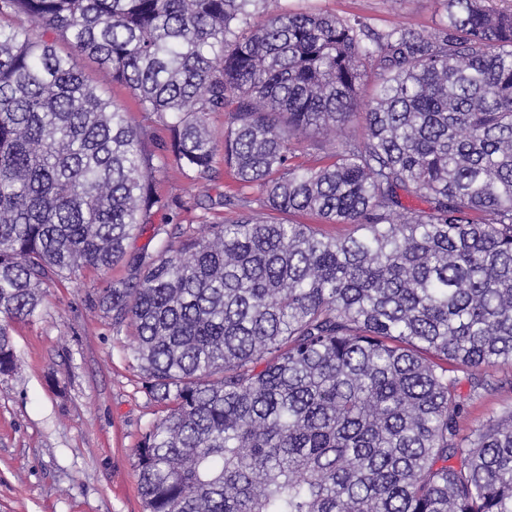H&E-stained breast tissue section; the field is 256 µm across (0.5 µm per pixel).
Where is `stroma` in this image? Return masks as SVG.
I'll use <instances>...</instances> for the list:
<instances>
[{
    "mask_svg": "<svg viewBox=\"0 0 512 512\" xmlns=\"http://www.w3.org/2000/svg\"><path fill=\"white\" fill-rule=\"evenodd\" d=\"M288 5L357 16L377 30L408 24L430 32L442 18L439 0H288ZM73 60L105 96L130 109L133 123L144 131L146 150L160 153L165 134L136 111L129 90L103 82L87 56ZM215 168L204 189L173 164L159 177V191L183 204L178 223L198 236L207 234L211 223L257 207L253 190L236 189L223 162ZM226 193L235 196V206L218 205ZM127 274L122 265L105 273L85 269L51 283L39 313L16 324L17 367L0 375V512H145L134 449L159 409L142 389L131 338L114 333L110 320L93 307L98 292ZM486 377L491 386L471 404L462 433L512 408V363L489 367Z\"/></svg>",
    "mask_w": 512,
    "mask_h": 512,
    "instance_id": "obj_1",
    "label": "stroma"
}]
</instances>
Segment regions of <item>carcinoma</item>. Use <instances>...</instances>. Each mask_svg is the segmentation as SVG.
<instances>
[{
	"instance_id": "carcinoma-1",
	"label": "carcinoma",
	"mask_w": 512,
	"mask_h": 512,
	"mask_svg": "<svg viewBox=\"0 0 512 512\" xmlns=\"http://www.w3.org/2000/svg\"><path fill=\"white\" fill-rule=\"evenodd\" d=\"M265 2L0 0V375L45 285L126 264L95 303L164 412L135 453L146 512H512V409L459 428L512 362V0H442L430 33ZM221 152L292 220L176 224L127 257L172 211L168 162L209 182ZM73 60L77 68L84 73L91 83L97 85L105 96L130 110L131 120L144 131V146L146 150L155 154L160 153L165 133L154 126L145 114L136 112V107L129 90L119 83H104L98 64L87 56L73 54Z\"/></svg>"
}]
</instances>
